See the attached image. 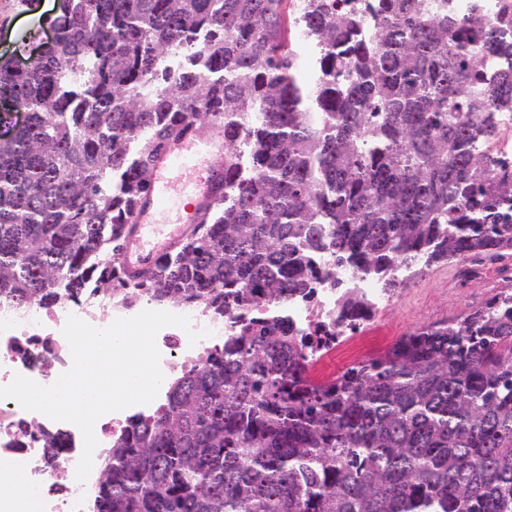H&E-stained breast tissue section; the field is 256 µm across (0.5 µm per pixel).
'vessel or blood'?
<instances>
[{
  "label": "vessel or blood",
  "mask_w": 512,
  "mask_h": 512,
  "mask_svg": "<svg viewBox=\"0 0 512 512\" xmlns=\"http://www.w3.org/2000/svg\"><path fill=\"white\" fill-rule=\"evenodd\" d=\"M224 127L193 125L152 155L151 181L141 197L123 247L130 271L151 265L199 223L224 181Z\"/></svg>",
  "instance_id": "1"
}]
</instances>
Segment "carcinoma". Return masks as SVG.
<instances>
[{
    "instance_id": "cac0c4a2",
    "label": "carcinoma",
    "mask_w": 512,
    "mask_h": 512,
    "mask_svg": "<svg viewBox=\"0 0 512 512\" xmlns=\"http://www.w3.org/2000/svg\"><path fill=\"white\" fill-rule=\"evenodd\" d=\"M59 0L28 69L0 59V300L121 290L153 151L224 124V184L141 271L216 315L313 299L323 252L388 288L399 263L512 257V168L477 145L512 113V0ZM321 46L309 89L297 34ZM180 54V69L166 67ZM356 297L340 318L365 317ZM285 320H252L112 442L96 512H512V293L328 384Z\"/></svg>"
}]
</instances>
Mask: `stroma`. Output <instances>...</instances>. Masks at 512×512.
Segmentation results:
<instances>
[{
    "label": "stroma",
    "instance_id": "stroma-1",
    "mask_svg": "<svg viewBox=\"0 0 512 512\" xmlns=\"http://www.w3.org/2000/svg\"><path fill=\"white\" fill-rule=\"evenodd\" d=\"M56 4L57 0H0V56L24 61L35 53L51 34L47 19L55 15ZM464 269L463 263L451 260L416 272L401 292V305L310 365L311 380L333 381L354 364L384 354L413 330L469 314L471 299L483 302L488 295L476 285L470 295L460 294Z\"/></svg>",
    "mask_w": 512,
    "mask_h": 512
}]
</instances>
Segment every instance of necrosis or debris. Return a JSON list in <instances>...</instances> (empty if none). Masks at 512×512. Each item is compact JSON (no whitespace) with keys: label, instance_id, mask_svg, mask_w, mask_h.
<instances>
[{"label":"necrosis or debris","instance_id":"obj_1","mask_svg":"<svg viewBox=\"0 0 512 512\" xmlns=\"http://www.w3.org/2000/svg\"><path fill=\"white\" fill-rule=\"evenodd\" d=\"M321 279L313 300L297 297L262 303L248 309L216 316L212 311L186 303L171 306V313L190 319L189 329L168 326L156 335L160 368L168 379L180 377L196 365L202 355L222 347L250 321L288 319L295 328L314 334L320 331L343 342L357 334V327L340 321L338 306L343 293L354 290L371 312L392 308L397 300L392 290L378 280L352 267H338L330 255L320 260ZM162 303L140 295L116 297L96 293L78 300L61 297L52 306L32 302L24 308L0 304V387L11 383L15 375L27 377L40 385H52L71 364L69 344L62 330L69 316H77L90 325L103 327L106 318H130L145 310H162ZM200 332L197 342H190L189 331ZM33 420L30 411L12 399H0V459H6L23 476L24 491L38 495L37 512H88L100 481L99 469H92L88 479H76V467L83 452L79 428L69 422L45 417L38 427L59 434L62 447L54 464L44 459L41 441L23 435L21 427Z\"/></svg>","mask_w":512,"mask_h":512}]
</instances>
